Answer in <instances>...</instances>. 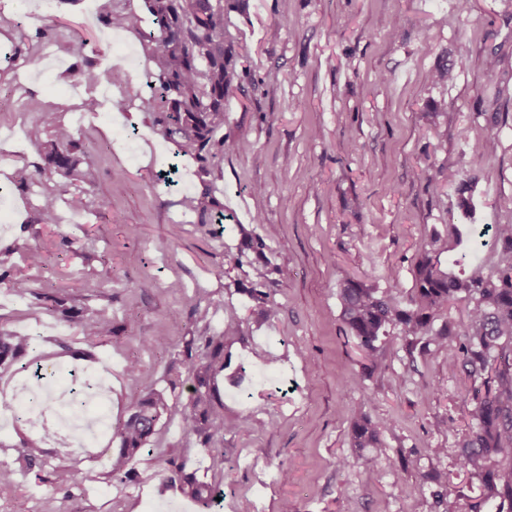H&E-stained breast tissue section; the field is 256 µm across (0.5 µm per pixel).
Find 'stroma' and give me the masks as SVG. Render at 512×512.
<instances>
[{
	"mask_svg": "<svg viewBox=\"0 0 512 512\" xmlns=\"http://www.w3.org/2000/svg\"><path fill=\"white\" fill-rule=\"evenodd\" d=\"M40 2L0 0V192L13 209L0 227V329L35 336L46 364L106 368L115 425L152 389L188 404L192 357L220 342L211 395L232 428L206 441L161 421L125 478L98 461L116 446L111 434L91 452L43 438L48 464L38 477L17 463L30 425L1 428L0 467L15 475L0 490V512H41L48 496L61 512H205L166 482L171 461L220 485V512H282L287 502L294 512H442L437 472L468 508L478 483L459 456L475 385L448 366L457 337L412 348L393 337L380 368L363 372L337 291L343 278L367 276L408 297L426 244L452 224L465 238L443 265L464 275L499 266L492 235L467 233L512 224V0H224L232 82L208 164L179 155L136 99L149 62L135 35L108 40L102 10L86 15L82 0ZM104 53L127 83L107 87L106 108L76 125L91 88L73 72L82 56ZM446 68L452 79L438 80ZM44 112L75 126L80 167L94 176L62 193L53 224L39 221V183H14L16 168L45 166ZM488 138L493 151L477 153ZM174 162V186L158 183ZM450 170L457 184L443 180ZM203 192L223 223L183 206ZM241 225L266 247L230 269L224 254L240 247ZM31 248L43 251L42 265L28 264ZM19 275L34 296L13 295ZM258 284L278 308L273 321L247 293ZM97 309L113 333L90 343L78 318ZM231 319L233 333L224 329ZM67 344L77 355L64 353ZM132 360L142 378L128 374ZM359 405L393 423L387 456L371 469L350 444ZM448 419L454 430L437 431ZM213 448L223 468H212ZM404 458L416 469L404 470ZM75 468L85 474L76 483Z\"/></svg>",
	"mask_w": 512,
	"mask_h": 512,
	"instance_id": "1",
	"label": "stroma"
}]
</instances>
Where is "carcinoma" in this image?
<instances>
[{
	"instance_id": "cac0c4a2",
	"label": "carcinoma",
	"mask_w": 512,
	"mask_h": 512,
	"mask_svg": "<svg viewBox=\"0 0 512 512\" xmlns=\"http://www.w3.org/2000/svg\"><path fill=\"white\" fill-rule=\"evenodd\" d=\"M153 17L154 28L146 31L138 15L115 10L106 12L107 22L135 32L150 63L147 84L152 90L142 100L144 109L160 113L168 138L181 151L202 163L214 158L212 138L224 126V95L229 77L224 61V0H144ZM81 81L95 84L96 60L83 58L78 69ZM42 123L53 127V139L40 144L47 169L60 182L44 188L40 200L41 220L56 223V205L62 187L68 183L92 184L90 171L79 169L77 152L80 139L57 123L52 112L42 115ZM493 236L506 256L494 272L462 277L441 268L437 255L448 251V241L431 239L416 267L411 296L402 299L392 292L376 288L366 281L347 277L338 291L341 320L350 337L364 355V370L374 372L381 362L382 344L390 331L407 338L427 336L438 343L451 333L444 327L432 329L434 314L464 297L472 306L467 322L460 327V340L448 353V367H461L474 381L482 380L484 390H476L473 426L462 442L461 467L481 483V494L469 512H482L490 506L495 512H512V224H496ZM250 297L262 307L268 318L277 315L269 294L259 288L248 289ZM84 336L93 340L112 334V318L104 313L87 316L81 322ZM34 345L30 335H18L0 329V370L8 369ZM213 366L202 364L195 370L193 397L179 408L154 391L139 398L127 418L115 429L118 448L112 454V476L127 471L129 464L148 448L163 416L178 418L184 429L202 435L224 429V414L207 403L202 389L213 379ZM390 421L372 419L359 407L350 418L351 447L368 449L372 456L363 458L371 466L384 454L382 436ZM26 471L44 466L43 449L36 438L27 440L19 456ZM168 479L181 483L183 490L212 507L215 495L205 484L183 473L170 470ZM434 481L441 488L444 512H461L457 499L448 491V476L439 473Z\"/></svg>"
}]
</instances>
